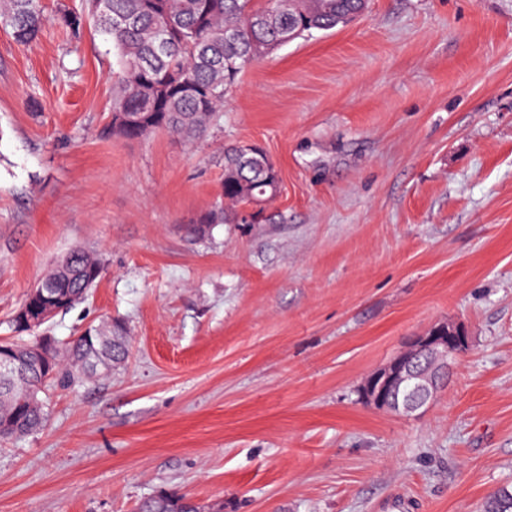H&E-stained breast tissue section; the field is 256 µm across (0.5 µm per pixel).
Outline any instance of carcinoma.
<instances>
[{"label":"carcinoma","mask_w":512,"mask_h":512,"mask_svg":"<svg viewBox=\"0 0 512 512\" xmlns=\"http://www.w3.org/2000/svg\"><path fill=\"white\" fill-rule=\"evenodd\" d=\"M366 7L365 0H89V16L112 42L119 66L112 111L131 119L128 126H112V134L139 139L169 131L193 140L223 110L225 94L245 70L283 46L285 32L296 39L333 30L361 16ZM47 22L40 0H0V26L10 28L19 44L35 41ZM278 182L264 150L246 155L237 147L227 150L218 202L196 219L193 231L238 222L241 207L277 196ZM102 271L97 257L75 248L41 279V292L26 294L23 305L33 315L48 306L57 314L67 311L96 286ZM126 354L124 337L113 335L112 322L105 321L58 344L47 366L29 368L23 380L31 395H11L14 384L0 377V440L42 425V394L48 386L108 375ZM141 512L204 508L160 490L143 501ZM483 512H512V491L491 494Z\"/></svg>","instance_id":"carcinoma-1"}]
</instances>
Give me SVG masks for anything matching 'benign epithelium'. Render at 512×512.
<instances>
[{"label":"benign epithelium","mask_w":512,"mask_h":512,"mask_svg":"<svg viewBox=\"0 0 512 512\" xmlns=\"http://www.w3.org/2000/svg\"><path fill=\"white\" fill-rule=\"evenodd\" d=\"M467 343L466 330L460 324L442 323L431 328L365 379L359 389L361 402L402 414L423 412L434 401L448 373V357L456 356ZM419 351L428 352L431 362L415 370L410 356Z\"/></svg>","instance_id":"obj_1"}]
</instances>
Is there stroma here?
I'll return each mask as SVG.
<instances>
[{
	"mask_svg": "<svg viewBox=\"0 0 512 512\" xmlns=\"http://www.w3.org/2000/svg\"><path fill=\"white\" fill-rule=\"evenodd\" d=\"M0 27V340L66 253H97L59 341L111 321L106 378L44 394L0 441V512H481L512 489V0H369L248 68L199 139L108 137L112 44ZM40 111H31L29 99ZM262 146L281 192L252 224L210 209L225 149ZM443 322L469 347L419 416L358 398ZM201 506L192 503L183 495L164 490L143 501L141 512H202Z\"/></svg>",
	"mask_w": 512,
	"mask_h": 512,
	"instance_id": "stroma-1",
	"label": "stroma"
}]
</instances>
